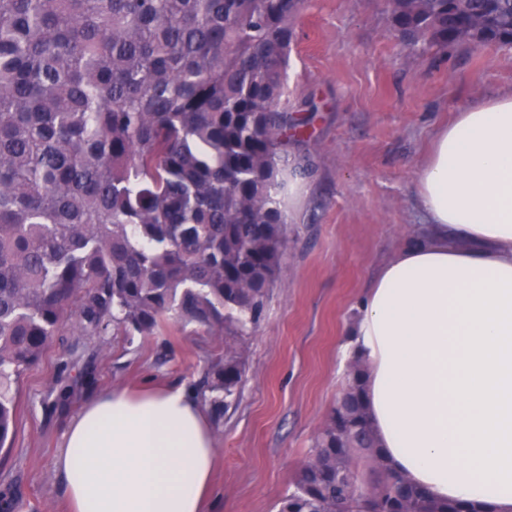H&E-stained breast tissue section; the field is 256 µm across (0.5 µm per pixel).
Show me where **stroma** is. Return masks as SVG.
<instances>
[{
  "label": "stroma",
  "mask_w": 512,
  "mask_h": 512,
  "mask_svg": "<svg viewBox=\"0 0 512 512\" xmlns=\"http://www.w3.org/2000/svg\"><path fill=\"white\" fill-rule=\"evenodd\" d=\"M284 100L306 120L288 249L246 339L238 404L213 421V512H277L347 382L346 333L380 268L423 224L416 175L439 124L512 92V47H405L389 0H307ZM224 354L204 329L162 322L150 337L63 328L20 377L0 489L18 512H68L56 458L87 399L146 384L197 389Z\"/></svg>",
  "instance_id": "1"
}]
</instances>
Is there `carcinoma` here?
<instances>
[{
	"instance_id": "cac0c4a2",
	"label": "carcinoma",
	"mask_w": 512,
	"mask_h": 512,
	"mask_svg": "<svg viewBox=\"0 0 512 512\" xmlns=\"http://www.w3.org/2000/svg\"><path fill=\"white\" fill-rule=\"evenodd\" d=\"M304 0H0V447L55 333L224 337L204 379L239 400L242 342L288 248L281 105ZM408 46H512V0H391ZM349 379L279 512H488L395 475Z\"/></svg>"
}]
</instances>
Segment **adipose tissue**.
<instances>
[{"label":"adipose tissue","instance_id":"obj_1","mask_svg":"<svg viewBox=\"0 0 512 512\" xmlns=\"http://www.w3.org/2000/svg\"><path fill=\"white\" fill-rule=\"evenodd\" d=\"M416 197L354 330L372 430L430 498L512 512V93L437 130ZM213 461L195 394L146 386L82 404L56 468L71 512H207Z\"/></svg>","mask_w":512,"mask_h":512}]
</instances>
